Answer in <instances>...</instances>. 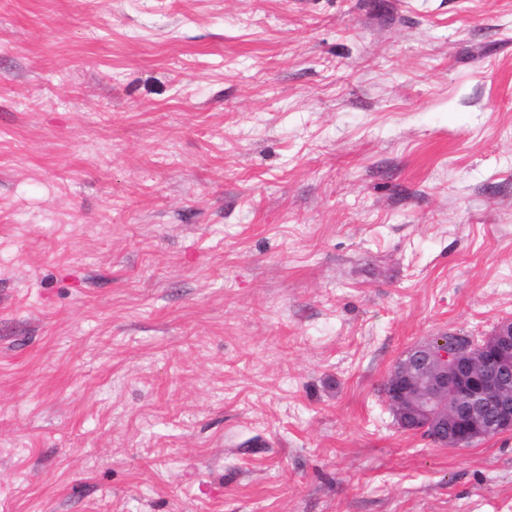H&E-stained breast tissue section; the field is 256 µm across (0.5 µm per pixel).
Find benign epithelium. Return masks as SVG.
<instances>
[{"label":"benign epithelium","mask_w":512,"mask_h":512,"mask_svg":"<svg viewBox=\"0 0 512 512\" xmlns=\"http://www.w3.org/2000/svg\"><path fill=\"white\" fill-rule=\"evenodd\" d=\"M512 320L498 324L477 344L440 337L413 345L387 377L384 398L397 425L459 448L483 436L487 410L497 433L512 431Z\"/></svg>","instance_id":"1"}]
</instances>
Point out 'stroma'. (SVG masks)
Wrapping results in <instances>:
<instances>
[{
    "mask_svg": "<svg viewBox=\"0 0 512 512\" xmlns=\"http://www.w3.org/2000/svg\"><path fill=\"white\" fill-rule=\"evenodd\" d=\"M506 319L512 0H0V512H512ZM476 341L481 342L448 345L435 337L397 359L384 398L400 429L428 432L434 442L460 448L488 438L482 427L493 409L495 433L512 431V320Z\"/></svg>",
    "mask_w": 512,
    "mask_h": 512,
    "instance_id": "stroma-1",
    "label": "stroma"
}]
</instances>
